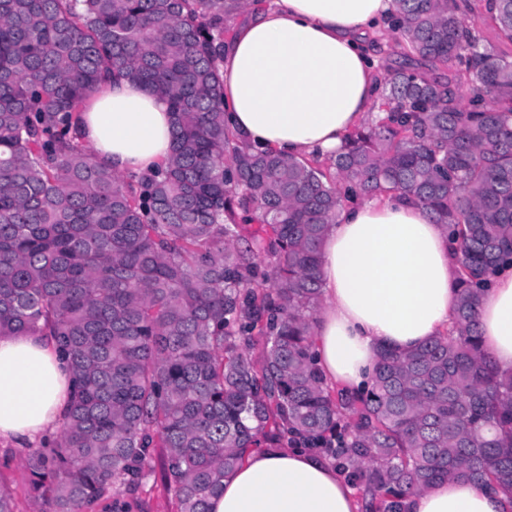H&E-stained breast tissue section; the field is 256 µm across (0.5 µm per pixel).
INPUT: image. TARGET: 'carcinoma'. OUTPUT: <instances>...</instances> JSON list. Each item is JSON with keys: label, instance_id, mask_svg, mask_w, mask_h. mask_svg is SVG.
Instances as JSON below:
<instances>
[{"label": "carcinoma", "instance_id": "1", "mask_svg": "<svg viewBox=\"0 0 512 512\" xmlns=\"http://www.w3.org/2000/svg\"><path fill=\"white\" fill-rule=\"evenodd\" d=\"M245 2L0 0V336L54 337L72 381L60 434L24 458L38 512H123L156 448L179 512H209L247 449L296 441L336 460L365 512H407L448 478L512 489V373L478 332L512 267V57L481 43L467 0H395L403 59L380 116L323 168L224 124V25ZM490 2L512 42V0ZM111 73L175 115L154 174L121 178L77 135ZM389 193L448 233L454 326L380 347L367 387L335 389L310 339L321 247L341 205Z\"/></svg>", "mask_w": 512, "mask_h": 512}]
</instances>
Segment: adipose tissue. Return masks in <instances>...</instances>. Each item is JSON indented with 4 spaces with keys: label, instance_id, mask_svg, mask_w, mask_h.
Here are the masks:
<instances>
[{
    "label": "adipose tissue",
    "instance_id": "ef3b65f1",
    "mask_svg": "<svg viewBox=\"0 0 512 512\" xmlns=\"http://www.w3.org/2000/svg\"><path fill=\"white\" fill-rule=\"evenodd\" d=\"M393 0H250L224 52V108L233 131L289 156L335 157L375 115L380 74L366 30L388 24ZM79 129L99 164L118 174L155 170L175 126L165 98L110 80L92 94ZM325 306L312 333L328 383L356 390L379 345L403 350L449 331L457 284L447 237L408 199L342 206L326 236ZM479 332L498 367L512 371V270L483 298ZM71 376L44 336H0V437L25 447L61 421ZM210 512H359L336 468L296 448L252 452L224 478ZM407 512H512V494L451 479L412 495Z\"/></svg>",
    "mask_w": 512,
    "mask_h": 512
}]
</instances>
